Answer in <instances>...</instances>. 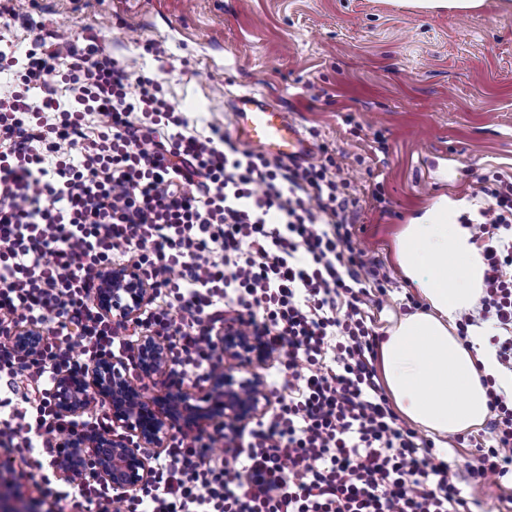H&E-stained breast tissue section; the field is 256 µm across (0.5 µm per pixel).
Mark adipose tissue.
Returning a JSON list of instances; mask_svg holds the SVG:
<instances>
[{
	"label": "adipose tissue",
	"mask_w": 512,
	"mask_h": 512,
	"mask_svg": "<svg viewBox=\"0 0 512 512\" xmlns=\"http://www.w3.org/2000/svg\"><path fill=\"white\" fill-rule=\"evenodd\" d=\"M462 209L444 197L404 225L397 264L427 308L400 318L380 345L385 382L400 412L441 439L487 418L484 379L512 396V372L486 342L489 326L469 327L464 339L457 333V320L480 305L485 271L474 230L460 221Z\"/></svg>",
	"instance_id": "1"
}]
</instances>
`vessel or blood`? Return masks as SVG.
I'll return each instance as SVG.
<instances>
[{
  "label": "vessel or blood",
  "mask_w": 512,
  "mask_h": 512,
  "mask_svg": "<svg viewBox=\"0 0 512 512\" xmlns=\"http://www.w3.org/2000/svg\"><path fill=\"white\" fill-rule=\"evenodd\" d=\"M235 126L248 144L288 160H305L313 148L299 126L265 98L243 93L232 98Z\"/></svg>",
  "instance_id": "1"
}]
</instances>
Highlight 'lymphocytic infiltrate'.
Masks as SVG:
<instances>
[{
	"label": "lymphocytic infiltrate",
	"instance_id": "1",
	"mask_svg": "<svg viewBox=\"0 0 512 512\" xmlns=\"http://www.w3.org/2000/svg\"><path fill=\"white\" fill-rule=\"evenodd\" d=\"M2 74L0 325L39 328L47 343L31 358L0 341V447L52 471L76 428L109 429L105 413L78 426L59 416L49 392L60 372L128 349L92 293L106 269L132 264L155 287L137 325L182 374L217 369L214 331L243 325L282 376L268 384L278 407L233 447L173 439L123 503L90 479L59 498L95 512H472L458 472L400 425L378 380L365 306L384 279L352 246L340 173L189 133L159 81L61 33L21 58L0 49ZM480 191L493 200L474 226L481 312L512 371V182ZM486 386L496 438L468 471L476 481L512 477V400Z\"/></svg>",
	"mask_w": 512,
	"mask_h": 512
}]
</instances>
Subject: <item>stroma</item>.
Segmentation results:
<instances>
[{
    "mask_svg": "<svg viewBox=\"0 0 512 512\" xmlns=\"http://www.w3.org/2000/svg\"><path fill=\"white\" fill-rule=\"evenodd\" d=\"M26 18L0 23L18 51L34 37L67 32L94 39L129 70L157 78L198 132L243 140L230 113L252 91L297 123L332 160L358 201L352 245L387 275L378 333L422 303L401 275L396 240L404 224L440 197L486 206L483 178L512 177V7L420 10L402 0H35ZM154 45L156 54L145 53ZM437 457L466 472L493 442L474 427ZM477 512H512V482H461Z\"/></svg>",
    "mask_w": 512,
    "mask_h": 512,
    "instance_id": "1",
    "label": "stroma"
}]
</instances>
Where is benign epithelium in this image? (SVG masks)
<instances>
[{
    "label": "benign epithelium",
    "mask_w": 512,
    "mask_h": 512,
    "mask_svg": "<svg viewBox=\"0 0 512 512\" xmlns=\"http://www.w3.org/2000/svg\"><path fill=\"white\" fill-rule=\"evenodd\" d=\"M153 293L138 268L115 267L94 289L93 303L113 321L132 327ZM0 334L31 356L46 344L37 329L3 325ZM217 341L224 349V369L214 371L202 391L175 373L164 344L147 334L139 337L132 358L137 384L127 375L126 364L110 356L86 371L60 373L50 392L60 416L77 422L99 404L112 419L108 431H80L68 439L73 451L63 475L99 481L112 488L116 499H128L151 477L145 449L163 447L172 432L202 434L213 424L233 431L262 416L269 399L263 377L254 370L264 358L256 337L234 325L224 327ZM159 376L167 378L164 393L150 397L146 382ZM42 503L40 492L28 485L24 472L0 463V512H44Z\"/></svg>",
    "instance_id": "obj_1"
}]
</instances>
